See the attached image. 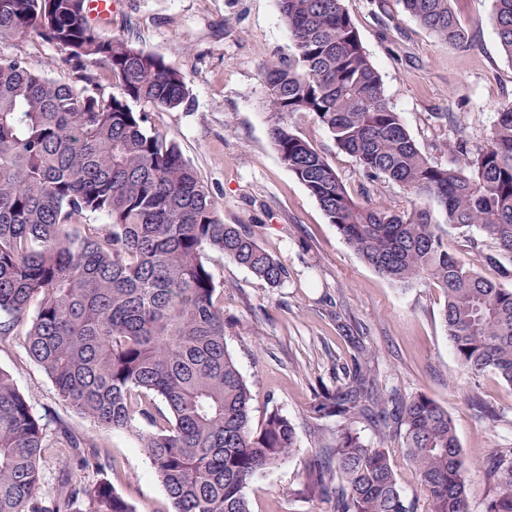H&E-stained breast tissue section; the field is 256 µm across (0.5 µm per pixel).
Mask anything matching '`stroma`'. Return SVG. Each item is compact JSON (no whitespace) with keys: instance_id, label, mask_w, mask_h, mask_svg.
<instances>
[{"instance_id":"stroma-1","label":"stroma","mask_w":512,"mask_h":512,"mask_svg":"<svg viewBox=\"0 0 512 512\" xmlns=\"http://www.w3.org/2000/svg\"><path fill=\"white\" fill-rule=\"evenodd\" d=\"M362 43L378 68L388 105L400 112L419 149L447 163L448 134L434 112L454 113L471 141L482 142L503 104L512 102V62L500 50L492 0H452L471 40L449 45L421 27L400 0H344ZM102 37L121 36L180 69L189 96L176 109L147 102V129L175 143L217 201L224 223L240 224L288 270L273 287L248 269L210 254L209 269L224 308L227 348L249 384L252 420L273 411L290 419L298 446L280 466L247 488L251 512H334L327 497L307 494L301 479L319 455L309 407L319 385L335 387L352 370L361 349L375 352L388 386L423 393L455 421L469 482L470 512H486L493 495L479 474L494 450L512 448V387L496 374L470 379L448 342L441 321L444 292L423 280L403 288L361 262L305 186L273 149L263 106L262 65L292 52L276 0H112ZM26 57L38 71L60 80L68 72L57 48L36 38L0 43V55ZM291 129L320 149L351 191L362 176L313 116L290 118ZM450 252L483 277L512 289V259L477 228L448 224ZM25 329L0 341V370L9 373L36 415L50 426L43 462L46 492H53L74 456L64 434L100 450L112 463V483L135 512H172L168 495L134 429L99 427L63 404L25 349ZM499 414L496 423L468 406L471 389Z\"/></svg>"}]
</instances>
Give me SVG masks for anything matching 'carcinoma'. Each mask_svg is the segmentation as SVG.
Returning <instances> with one entry per match:
<instances>
[{
    "label": "carcinoma",
    "instance_id": "1",
    "mask_svg": "<svg viewBox=\"0 0 512 512\" xmlns=\"http://www.w3.org/2000/svg\"><path fill=\"white\" fill-rule=\"evenodd\" d=\"M438 39L469 46L451 0H401ZM293 51L263 69L273 148L364 263L401 286L435 281L441 320L463 370L492 372L512 386V290L448 251L445 223L477 227L512 258V103L474 144L450 113H431L456 132L452 165L427 157L400 113L343 0H277ZM495 29L512 62V0H493ZM36 35L61 51L62 82L22 56H0V340L27 323L26 351L73 410L101 427L140 434L172 512H250L246 489L297 448L288 417L252 425L253 394L229 354L224 310L207 256L219 252L271 286L288 275L217 203L175 143L147 129L133 102L174 109L184 74L123 37L102 38L86 0H0V41ZM117 91L105 93L96 69ZM311 114L367 184L393 181L410 208L356 200L323 153L288 118ZM102 217L104 224L91 219ZM35 313H30L32 304ZM166 412L154 415L151 401ZM312 419H336L305 490L335 512H411L386 444L392 434L425 492L430 512H469L462 448L453 418L433 399L387 389L370 363L322 388ZM373 423L379 442L355 429ZM48 424L0 370V512H135L93 450L63 470L46 498L40 460ZM496 495L486 512H512V448L483 465Z\"/></svg>",
    "mask_w": 512,
    "mask_h": 512
}]
</instances>
